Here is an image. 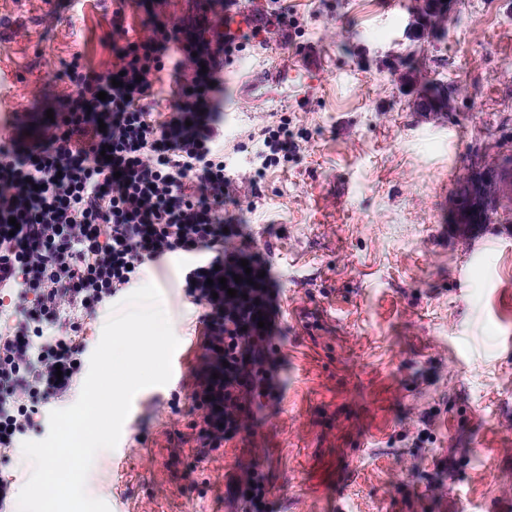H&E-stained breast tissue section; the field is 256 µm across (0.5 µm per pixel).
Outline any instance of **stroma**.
<instances>
[{
    "instance_id": "stroma-1",
    "label": "stroma",
    "mask_w": 512,
    "mask_h": 512,
    "mask_svg": "<svg viewBox=\"0 0 512 512\" xmlns=\"http://www.w3.org/2000/svg\"><path fill=\"white\" fill-rule=\"evenodd\" d=\"M0 0V128L36 133L65 66L121 67L130 28H197L191 0ZM416 0H248L288 24L224 64V157L263 169L225 216L242 224L283 300L267 344L280 391L202 456L191 394L206 328L179 259L145 267L182 369L140 390L85 486L110 512H251L224 504L250 471L263 512H512V224L459 237L446 200L477 128L512 134V0H454L444 32L415 38ZM453 86L456 109L419 112L400 58ZM314 57L302 66L301 57ZM196 77L166 65L146 105L167 119ZM286 115L301 146L263 168L250 133ZM246 151H237L240 142Z\"/></svg>"
}]
</instances>
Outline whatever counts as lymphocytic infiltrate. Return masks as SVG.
<instances>
[{"mask_svg":"<svg viewBox=\"0 0 512 512\" xmlns=\"http://www.w3.org/2000/svg\"><path fill=\"white\" fill-rule=\"evenodd\" d=\"M169 40L158 27L117 48L121 86L109 73L69 74L36 140L0 141V307L20 314L0 329L1 449L16 447L38 401L64 397L80 374L81 316L109 307L145 266L177 254L186 258L187 294L206 308L192 393L204 455L245 425L242 397L277 389L258 325L273 306L274 281L241 227L224 223L225 200L247 180L219 145L224 84L197 75L157 124L142 107ZM244 263L260 276L249 303L220 284ZM53 324L64 325L63 336L37 343Z\"/></svg>","mask_w":512,"mask_h":512,"instance_id":"1","label":"lymphocytic infiltrate"}]
</instances>
